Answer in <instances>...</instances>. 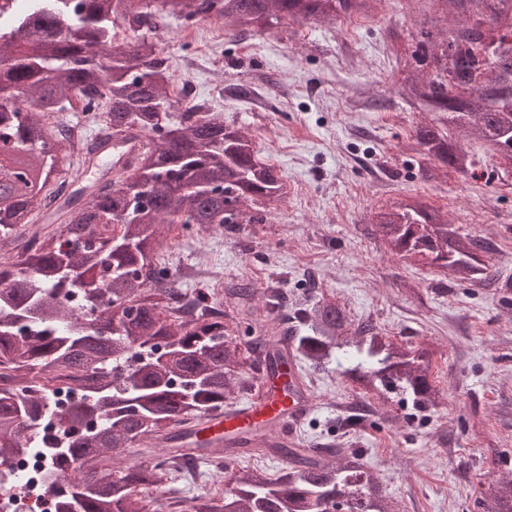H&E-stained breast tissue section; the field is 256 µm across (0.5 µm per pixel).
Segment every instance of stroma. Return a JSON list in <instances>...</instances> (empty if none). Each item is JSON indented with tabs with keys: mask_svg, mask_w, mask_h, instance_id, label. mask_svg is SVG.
Masks as SVG:
<instances>
[{
	"mask_svg": "<svg viewBox=\"0 0 512 512\" xmlns=\"http://www.w3.org/2000/svg\"><path fill=\"white\" fill-rule=\"evenodd\" d=\"M435 14L434 0H383L372 17L288 20L210 47L184 41L179 21L164 19L158 35L173 81L251 137L278 169L283 197L267 204L265 223L229 224L202 239L182 233L163 258L177 273L204 270L184 284L191 297L219 299L243 283L274 287L289 318L298 297L331 295L352 322L372 321L398 343L432 345L429 378L441 405L419 412L402 396L368 401L358 385L316 372L315 406L298 442L359 449L403 512H483L488 484L512 480V294L449 284L369 232L376 208L418 197L490 242L491 274L512 278V167L473 140L472 176L427 182L409 148L430 115L400 99L395 85L417 72L413 39ZM392 28L404 31L399 44ZM269 127L278 142L266 141ZM361 407L360 428H345Z\"/></svg>",
	"mask_w": 512,
	"mask_h": 512,
	"instance_id": "35a3bbf8",
	"label": "stroma"
}]
</instances>
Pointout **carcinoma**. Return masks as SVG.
<instances>
[{"label":"carcinoma","instance_id":"1","mask_svg":"<svg viewBox=\"0 0 512 512\" xmlns=\"http://www.w3.org/2000/svg\"><path fill=\"white\" fill-rule=\"evenodd\" d=\"M377 2L0 0V143L27 168L23 177L0 162V243L25 239L18 260L0 257V460L43 458L54 512H336L340 501L346 512H399L355 450L256 438L247 453L287 460L274 477L242 464L237 442L187 448L177 428L252 395L263 363L288 353L314 370L335 364L331 372L382 402L402 390L435 407L443 394L428 379L431 352L399 345L369 322L350 332L345 308L324 297L299 308L292 335L247 285L230 289L221 311L206 297L187 298L160 257L173 226L199 234L263 223V206L280 198L282 183L240 129L204 102L173 97L158 20L215 17L235 37L287 18L368 16ZM439 2L453 24L435 32L432 21L420 31L412 58L430 72L397 90L440 112L416 127L410 145L428 161L420 168L426 181L439 176L431 160L469 174V137L492 157L512 156V0ZM119 27L150 35L121 51ZM62 112L95 125L106 116L101 135L76 156L66 152L72 124L50 122ZM130 129L148 139L134 174L115 181L109 166L87 177L112 153V138ZM372 226L391 252L427 260L450 281L490 277L476 260L489 246L419 199L375 211ZM258 307L266 312L259 336L229 334L225 318ZM61 391L76 395L66 407L54 400ZM47 414L66 431L56 441L38 430ZM133 443L161 455L126 466ZM198 461L225 484L188 500L172 488L175 466ZM166 491V499L153 497ZM486 512H512V486L492 491Z\"/></svg>","mask_w":512,"mask_h":512}]
</instances>
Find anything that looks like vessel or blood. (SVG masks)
<instances>
[{"instance_id":"1","label":"vessel or blood","mask_w":512,"mask_h":512,"mask_svg":"<svg viewBox=\"0 0 512 512\" xmlns=\"http://www.w3.org/2000/svg\"><path fill=\"white\" fill-rule=\"evenodd\" d=\"M146 143L145 135L129 130L112 150L114 175L129 174L136 157ZM313 399L308 393L297 368L295 359H286L276 371H264L260 378V393L253 400L211 414L199 422L182 427L186 443L204 442L210 447H222L225 440L238 442L252 440L267 434L280 441L284 428H297L311 412Z\"/></svg>"}]
</instances>
